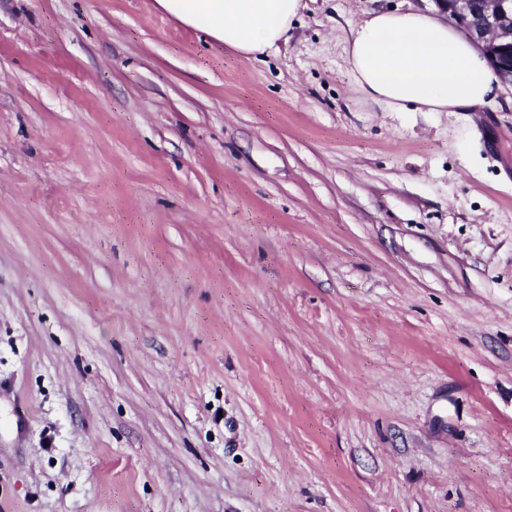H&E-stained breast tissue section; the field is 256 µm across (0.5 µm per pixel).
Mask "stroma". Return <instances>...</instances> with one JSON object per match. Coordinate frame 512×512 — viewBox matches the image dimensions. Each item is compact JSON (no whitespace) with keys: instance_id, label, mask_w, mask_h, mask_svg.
Masks as SVG:
<instances>
[{"instance_id":"obj_1","label":"stroma","mask_w":512,"mask_h":512,"mask_svg":"<svg viewBox=\"0 0 512 512\" xmlns=\"http://www.w3.org/2000/svg\"><path fill=\"white\" fill-rule=\"evenodd\" d=\"M245 57L0 0V512H512V86L356 90L365 12Z\"/></svg>"}]
</instances>
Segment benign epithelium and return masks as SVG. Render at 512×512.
I'll use <instances>...</instances> for the list:
<instances>
[{"label": "benign epithelium", "instance_id": "1", "mask_svg": "<svg viewBox=\"0 0 512 512\" xmlns=\"http://www.w3.org/2000/svg\"><path fill=\"white\" fill-rule=\"evenodd\" d=\"M484 51L503 82L512 85V0H435ZM478 22L469 24L472 16Z\"/></svg>", "mask_w": 512, "mask_h": 512}]
</instances>
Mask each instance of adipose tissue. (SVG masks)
<instances>
[{"label":"adipose tissue","instance_id":"obj_1","mask_svg":"<svg viewBox=\"0 0 512 512\" xmlns=\"http://www.w3.org/2000/svg\"><path fill=\"white\" fill-rule=\"evenodd\" d=\"M167 13L239 53L287 41L301 0H158ZM358 89L395 112H463L493 99L497 72L476 43L422 11H369L350 29Z\"/></svg>","mask_w":512,"mask_h":512}]
</instances>
